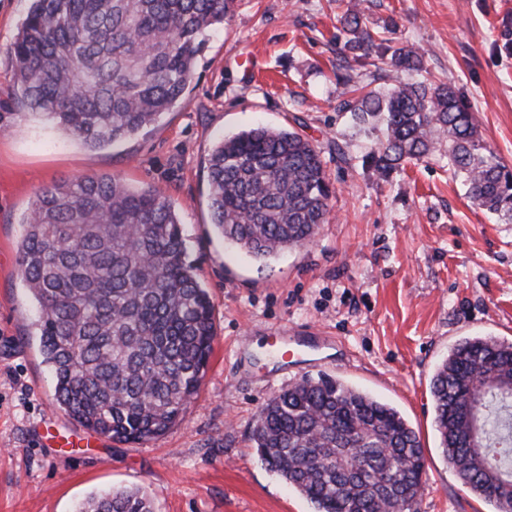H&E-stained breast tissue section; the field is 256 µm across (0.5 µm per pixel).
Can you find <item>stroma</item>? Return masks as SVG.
Instances as JSON below:
<instances>
[{
    "mask_svg": "<svg viewBox=\"0 0 512 512\" xmlns=\"http://www.w3.org/2000/svg\"><path fill=\"white\" fill-rule=\"evenodd\" d=\"M355 4L371 28L419 49L512 168V0H237L231 22L208 32L183 100L100 150L20 116L10 46L30 0H0V512H74L112 489L144 491L156 512H313L251 441L257 412L286 387V362L268 343L278 327L335 336L306 375L381 398L418 433L426 465L415 512H497L444 456L430 380L465 339L512 342V224L473 204L446 143L385 179L365 165L381 133L337 109V34ZM259 125L312 141L333 187L312 241L264 264L225 242L209 211L211 149ZM105 174L165 194L213 309L196 398L141 443L80 428L57 406L18 261L36 192Z\"/></svg>",
    "mask_w": 512,
    "mask_h": 512,
    "instance_id": "1",
    "label": "stroma"
}]
</instances>
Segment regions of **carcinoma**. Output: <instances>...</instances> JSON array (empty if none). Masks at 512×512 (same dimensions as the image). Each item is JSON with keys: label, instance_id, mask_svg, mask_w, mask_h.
<instances>
[{"label": "carcinoma", "instance_id": "carcinoma-1", "mask_svg": "<svg viewBox=\"0 0 512 512\" xmlns=\"http://www.w3.org/2000/svg\"><path fill=\"white\" fill-rule=\"evenodd\" d=\"M235 0H32L11 46L23 115L46 116L88 149L134 137L184 96L203 34L229 22ZM344 50L420 71L418 49L378 35L360 9L343 19ZM383 137L367 154L380 178L448 138V162L473 202L512 223V171L482 141L469 106L445 82L399 81L338 105ZM209 207L224 239L258 261L302 247L332 194L321 151L299 133L256 127L216 144ZM22 223L23 280L38 305L41 352L59 407L118 442L163 434L197 394L215 338L212 305L186 259L173 205L155 186L120 177L57 182ZM484 386L472 400L466 385ZM430 392L443 453L475 496L512 512V343H459ZM481 447L469 441L471 416ZM262 463L314 512H411L425 469L415 430L390 404L302 377L260 409ZM492 464L495 484L485 473ZM80 512H153L138 489L88 497Z\"/></svg>", "mask_w": 512, "mask_h": 512}]
</instances>
